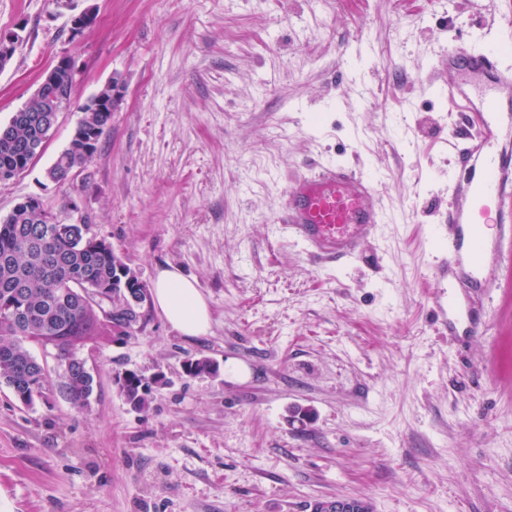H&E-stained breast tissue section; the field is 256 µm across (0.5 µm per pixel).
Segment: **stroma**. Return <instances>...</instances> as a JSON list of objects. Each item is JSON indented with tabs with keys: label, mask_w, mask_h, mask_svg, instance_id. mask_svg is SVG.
Returning <instances> with one entry per match:
<instances>
[{
	"label": "stroma",
	"mask_w": 512,
	"mask_h": 512,
	"mask_svg": "<svg viewBox=\"0 0 512 512\" xmlns=\"http://www.w3.org/2000/svg\"><path fill=\"white\" fill-rule=\"evenodd\" d=\"M98 21L72 35L69 18ZM512 0H0L20 31L0 71V124L61 54L77 98L121 100L73 181L44 172L80 118L60 113L36 164L0 186V218L36 195L80 199L91 234L144 282L195 277L210 330L143 328L80 349L97 386L80 412L53 389L26 406L0 384V512H512V236L487 259V335H437L429 228L448 204L442 53ZM372 176L388 221L360 259L305 255L278 225L305 164ZM207 358L217 375L187 376ZM163 374L133 410L115 378ZM313 410L306 425L293 407ZM312 512H370L368 504L362 499L336 498L319 500L312 505Z\"/></svg>",
	"instance_id": "obj_1"
}]
</instances>
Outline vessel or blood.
Returning a JSON list of instances; mask_svg holds the SVG:
<instances>
[{
  "instance_id": "vessel-or-blood-1",
  "label": "vessel or blood",
  "mask_w": 512,
  "mask_h": 512,
  "mask_svg": "<svg viewBox=\"0 0 512 512\" xmlns=\"http://www.w3.org/2000/svg\"><path fill=\"white\" fill-rule=\"evenodd\" d=\"M499 38L452 50L445 65L455 74L443 95L449 111L472 113L454 146L448 206L435 225L444 249L436 260L433 312L439 335L453 339L486 334L488 322L471 302L460 301L455 285H486L484 224H512V26H499ZM372 177L349 165L330 162L294 179L282 200V224L289 237L312 257L345 262L374 240L387 216L377 202Z\"/></svg>"
}]
</instances>
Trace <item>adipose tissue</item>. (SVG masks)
I'll return each instance as SVG.
<instances>
[{
    "mask_svg": "<svg viewBox=\"0 0 512 512\" xmlns=\"http://www.w3.org/2000/svg\"><path fill=\"white\" fill-rule=\"evenodd\" d=\"M153 298L167 322L186 336H203L210 329V310L194 278L171 266L158 270Z\"/></svg>",
    "mask_w": 512,
    "mask_h": 512,
    "instance_id": "obj_1",
    "label": "adipose tissue"
}]
</instances>
